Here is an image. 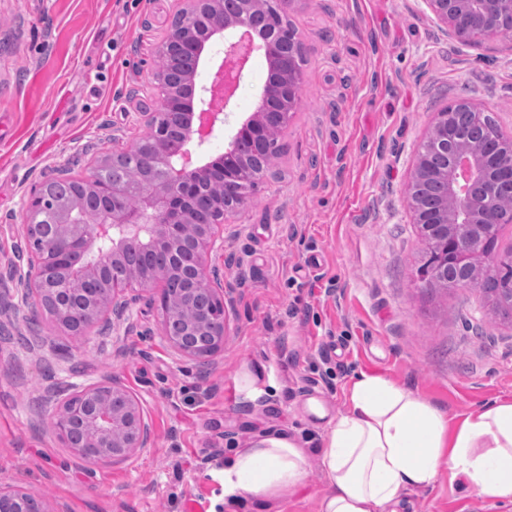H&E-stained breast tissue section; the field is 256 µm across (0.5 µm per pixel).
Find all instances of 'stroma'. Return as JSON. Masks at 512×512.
<instances>
[{
    "label": "stroma",
    "instance_id": "1",
    "mask_svg": "<svg viewBox=\"0 0 512 512\" xmlns=\"http://www.w3.org/2000/svg\"><path fill=\"white\" fill-rule=\"evenodd\" d=\"M176 0H0V269L26 265L31 186L129 148ZM288 19L308 51L284 152L249 205L224 225L206 264L223 279L224 346L206 361L162 335L159 290L77 342L46 313L0 289V482L54 512H318L327 489L224 502L225 458L269 436L317 448L360 373L420 392L449 417L512 399V323L482 292L423 288L406 194L436 112L468 98L512 138V36H444L423 0H295ZM267 76L246 67L228 118L195 164L223 153ZM251 385H243V376ZM118 378L141 401L150 447L112 464L75 457L53 416L70 394ZM404 512H512L450 469Z\"/></svg>",
    "mask_w": 512,
    "mask_h": 512
}]
</instances>
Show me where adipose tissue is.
<instances>
[{
  "label": "adipose tissue",
  "instance_id": "ef3b65f1",
  "mask_svg": "<svg viewBox=\"0 0 512 512\" xmlns=\"http://www.w3.org/2000/svg\"><path fill=\"white\" fill-rule=\"evenodd\" d=\"M325 429L320 512H401L409 492L450 468L480 497L512 502V400H493L457 426L437 404L380 375L360 374ZM310 455L289 435L237 449L224 464L228 497L272 500L307 485Z\"/></svg>",
  "mask_w": 512,
  "mask_h": 512
}]
</instances>
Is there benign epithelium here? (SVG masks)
I'll return each mask as SVG.
<instances>
[{
  "label": "benign epithelium",
  "mask_w": 512,
  "mask_h": 512,
  "mask_svg": "<svg viewBox=\"0 0 512 512\" xmlns=\"http://www.w3.org/2000/svg\"><path fill=\"white\" fill-rule=\"evenodd\" d=\"M441 32L459 39L474 26H481L489 35L497 30V21L505 14L512 15V0H423ZM252 23L250 12L233 17L224 16V0H180V7L169 18L161 38L157 55L168 57L182 51L192 55L193 66L181 75L180 84L187 90L196 87L199 64L207 47L215 40L224 42V57L210 86L202 88L210 97L224 93V104H229L240 83L242 72L252 55L261 47L247 48L241 33ZM270 47L266 60L275 78L265 83L259 105L252 115L234 131L224 149L222 164L209 162L191 166V157L178 156L166 146L159 149L154 159L153 184L139 191V203L128 206L127 191L111 185L103 174L102 165L93 167L87 177H73L66 173L48 178L31 189L26 223L44 225L43 246L30 250L29 268L23 272L13 268L0 273L30 293L50 291L56 295V306L65 314L69 293L77 284L95 279L105 273L111 264L122 259L128 242H137L144 253L152 254L163 246L188 243L183 265L186 268L188 295L206 296L208 304L196 314L199 330L214 336L211 352L224 345L226 308L224 284L217 276H209L206 257L217 241L224 240V221L228 216L245 209L249 197L241 194L240 186L258 183L263 173L245 166L238 157L237 145L244 138L260 145L268 143L278 132H284L299 102L301 81L293 77L279 53L284 34L277 28L264 31ZM154 85L161 102L174 111L183 123V137L203 146L214 132L220 108L208 113L206 129L191 127L187 113L182 111V97L175 94L167 79L153 72ZM277 97L286 104V111L277 112V127L268 121L262 102ZM453 113L439 112L425 140L418 150L411 177L422 180L429 174L426 154L444 151L450 166L438 175L447 186V205L438 209L421 207L410 201L414 223L421 241L434 248L433 261L418 272L423 285L437 281L450 269L469 267L484 275H492L503 259L512 263V247L494 255L490 244L497 242L504 225L512 223L511 215L504 213L492 200V189L505 188L512 192V160L501 161L499 147L475 143L468 133L457 128ZM70 184L76 188H92L104 199L103 215L97 221L86 219L83 211L51 198L52 186ZM207 185L215 190L221 208L218 216L207 224H194L187 209L191 194ZM158 285L162 289L161 306L173 313L182 308L181 296L169 297L162 275L144 280L134 272L112 279L110 297L92 306L88 319L95 323L112 314L122 315L127 296ZM166 340L185 356L198 360L199 352L182 336H168ZM91 403L75 411L71 404L62 403L56 416V431L63 440L68 435L63 423L78 416L86 428L82 447L73 449L78 458L87 459L90 448H110L112 455L104 462L119 463L151 444V431L138 398L117 378L86 388ZM35 502L33 512H52L49 504L28 490L0 484V501Z\"/></svg>",
  "instance_id": "7a95c632"
}]
</instances>
